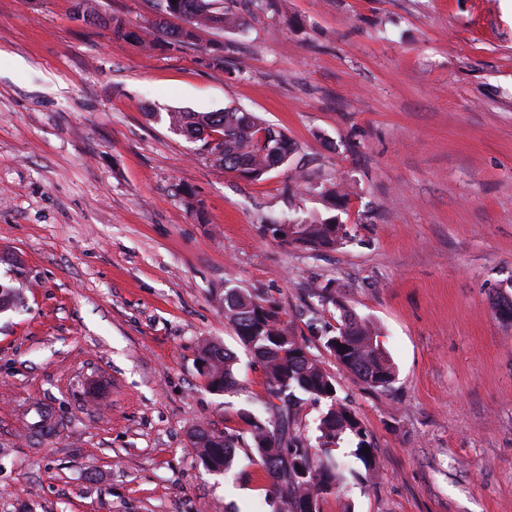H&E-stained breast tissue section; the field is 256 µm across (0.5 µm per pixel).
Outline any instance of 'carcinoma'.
Masks as SVG:
<instances>
[{"instance_id": "cac0c4a2", "label": "carcinoma", "mask_w": 512, "mask_h": 512, "mask_svg": "<svg viewBox=\"0 0 512 512\" xmlns=\"http://www.w3.org/2000/svg\"><path fill=\"white\" fill-rule=\"evenodd\" d=\"M165 18L153 28L141 27L120 15L105 21L112 39L156 47H189L198 44L201 34L213 29L232 30L241 25L242 17L217 9V0H161ZM75 15L88 24L99 21L91 0H76ZM169 129L193 142L214 165L226 172L239 173L249 182H260L283 168L291 172L293 186L288 192H315L334 202L338 208L349 204L354 187L348 180L311 182L307 178L304 157L297 156V146L277 126L244 108L226 107L221 112L167 113ZM264 235L284 244H297L313 251L334 250L348 238L346 225L336 217L324 218L317 213L294 211L288 222L273 218L262 221ZM320 301L339 310L336 326L318 328L323 347L369 388L388 391L396 379L395 366L388 354L379 349V332L371 321L353 313L336 298L326 285L318 290ZM22 295L15 287L0 288V310L16 308ZM224 319L233 327L239 341L252 358L261 364L266 381L267 416L249 409L239 410L252 446L249 461L259 465L271 480L269 497L282 504L275 512H306L303 504L315 501L320 512L324 495L336 490L344 480L330 459L331 448L346 436L357 439L355 455L366 473L375 474L376 460L360 421L351 408L334 393V379L309 356L307 346L291 332L277 302L268 295L241 288H224ZM204 361L202 374L207 387L217 394L235 392L238 381L234 352L218 342L206 341L198 350ZM324 402L327 406L317 425L318 446L323 457L316 458L306 439L292 433L291 424L299 415L303 401ZM240 435L216 434L199 425L193 430L195 446L203 464L211 471L226 472L238 463ZM369 452H363V449Z\"/></svg>"}]
</instances>
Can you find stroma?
<instances>
[{"mask_svg":"<svg viewBox=\"0 0 512 512\" xmlns=\"http://www.w3.org/2000/svg\"><path fill=\"white\" fill-rule=\"evenodd\" d=\"M0 0V512H253L268 475L208 470L195 426L243 430L265 376L224 318L225 286L274 298L336 380L374 448L320 512H512V13L504 0H222L239 28L145 50L104 21L145 0ZM239 76L225 78L224 69ZM235 105L281 127L316 180L351 178V233L311 252L261 234L287 217L286 170L250 183L171 132L166 112ZM190 186L203 215L176 192ZM380 330V392L309 329L335 324L318 285ZM235 351L239 390L211 392L198 347ZM47 408L53 431L19 422Z\"/></svg>","mask_w":512,"mask_h":512,"instance_id":"stroma-1","label":"stroma"}]
</instances>
